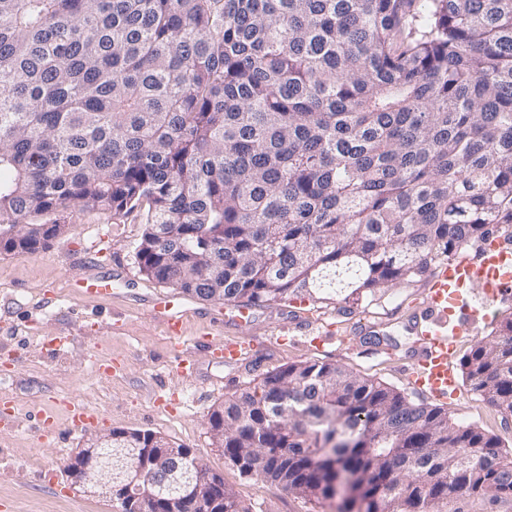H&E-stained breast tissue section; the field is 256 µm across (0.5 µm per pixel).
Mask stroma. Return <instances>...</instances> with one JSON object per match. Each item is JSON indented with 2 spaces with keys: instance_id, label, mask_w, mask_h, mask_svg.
Listing matches in <instances>:
<instances>
[{
  "instance_id": "obj_1",
  "label": "stroma",
  "mask_w": 512,
  "mask_h": 512,
  "mask_svg": "<svg viewBox=\"0 0 512 512\" xmlns=\"http://www.w3.org/2000/svg\"><path fill=\"white\" fill-rule=\"evenodd\" d=\"M64 233L30 254L0 251V503L7 512H113L103 497L84 495L64 472L82 448L84 432L70 429L67 402L98 413V430L140 429L191 448L224 477L250 512H336L333 501L296 496L282 486L240 476L212 445L208 418L225 399L253 389L263 374L310 360L343 364L420 403L424 397L399 371L419 338L412 315L429 277L390 288L378 301L270 302L248 307L206 301L158 283L136 261L146 216H115L71 207L58 213ZM92 274L112 279L108 297L70 288ZM56 297L42 309L45 291ZM167 298L183 314V339L169 336L167 317L154 309ZM243 339L245 359L209 356L210 344ZM193 363L182 373L179 360ZM108 364L111 374L98 365ZM53 414L57 435H43L40 416ZM448 414L477 427L512 451V419L462 384Z\"/></svg>"
}]
</instances>
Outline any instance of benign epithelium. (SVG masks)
Segmentation results:
<instances>
[{
  "label": "benign epithelium",
  "instance_id": "7a95c632",
  "mask_svg": "<svg viewBox=\"0 0 512 512\" xmlns=\"http://www.w3.org/2000/svg\"><path fill=\"white\" fill-rule=\"evenodd\" d=\"M112 432H92L82 448L68 460L65 471L71 483L89 496H107L117 512H224V496L196 489L188 498L172 495L159 500L156 489L179 485L188 475L181 448H156L151 457H127L125 478L112 474Z\"/></svg>",
  "mask_w": 512,
  "mask_h": 512
}]
</instances>
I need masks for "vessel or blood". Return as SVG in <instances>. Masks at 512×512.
<instances>
[{"instance_id":"vessel-or-blood-1","label":"vessel or blood","mask_w":512,"mask_h":512,"mask_svg":"<svg viewBox=\"0 0 512 512\" xmlns=\"http://www.w3.org/2000/svg\"><path fill=\"white\" fill-rule=\"evenodd\" d=\"M512 296V243L501 236L482 242L475 256L440 267L426 290L418 322L422 342L403 367L408 379L435 397L456 396L455 358L473 324L486 320L490 307Z\"/></svg>"}]
</instances>
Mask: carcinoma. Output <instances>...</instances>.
Returning a JSON list of instances; mask_svg holds the SVG:
<instances>
[{
    "mask_svg": "<svg viewBox=\"0 0 512 512\" xmlns=\"http://www.w3.org/2000/svg\"><path fill=\"white\" fill-rule=\"evenodd\" d=\"M69 207L146 210L140 271L204 300L374 301L512 224V0H0V250ZM462 368L512 408V316ZM209 426L301 497L351 471L342 512L512 496L499 439L342 364L268 372ZM330 429L355 439L290 452Z\"/></svg>",
    "mask_w": 512,
    "mask_h": 512,
    "instance_id": "obj_1",
    "label": "carcinoma"
}]
</instances>
